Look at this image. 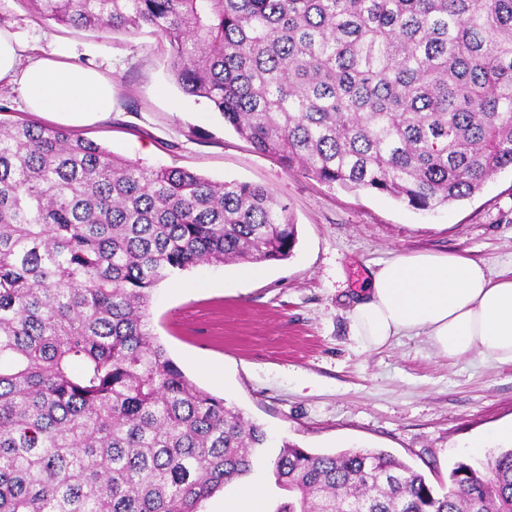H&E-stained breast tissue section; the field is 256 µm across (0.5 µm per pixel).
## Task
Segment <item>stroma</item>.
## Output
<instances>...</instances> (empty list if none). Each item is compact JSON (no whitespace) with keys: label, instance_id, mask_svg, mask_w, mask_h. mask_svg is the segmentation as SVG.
<instances>
[{"label":"stroma","instance_id":"35a3bbf8","mask_svg":"<svg viewBox=\"0 0 512 512\" xmlns=\"http://www.w3.org/2000/svg\"><path fill=\"white\" fill-rule=\"evenodd\" d=\"M0 28L28 46L110 78L111 117L74 128L131 161L268 188L298 229L291 257L239 267L199 265L158 286L148 313L169 356L201 389L313 452L382 449L446 492L470 439L512 422V364L437 356L426 337L360 348L348 311L370 272L403 254L461 253L492 266L512 257V171L433 212L330 187L256 152L203 99L185 96L159 35L83 31L42 18L30 0H0Z\"/></svg>","mask_w":512,"mask_h":512}]
</instances>
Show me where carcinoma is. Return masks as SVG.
Instances as JSON below:
<instances>
[{
    "label": "carcinoma",
    "instance_id": "obj_1",
    "mask_svg": "<svg viewBox=\"0 0 512 512\" xmlns=\"http://www.w3.org/2000/svg\"><path fill=\"white\" fill-rule=\"evenodd\" d=\"M45 19L170 45L171 73L261 154L431 211L512 168V0H32ZM263 186L127 160L0 120V512H199L265 430L199 388L149 324L200 264L287 259ZM275 512H512V448L448 491L384 450L270 461Z\"/></svg>",
    "mask_w": 512,
    "mask_h": 512
}]
</instances>
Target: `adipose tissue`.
<instances>
[{"label":"adipose tissue","instance_id":"ef3b65f1","mask_svg":"<svg viewBox=\"0 0 512 512\" xmlns=\"http://www.w3.org/2000/svg\"><path fill=\"white\" fill-rule=\"evenodd\" d=\"M26 52L12 32L0 28V82L15 85L30 111L73 126L111 114V79L54 53L30 58ZM349 318L365 351L399 336L422 335L447 358L477 354L512 364V272L460 254L412 253L384 262Z\"/></svg>","mask_w":512,"mask_h":512}]
</instances>
